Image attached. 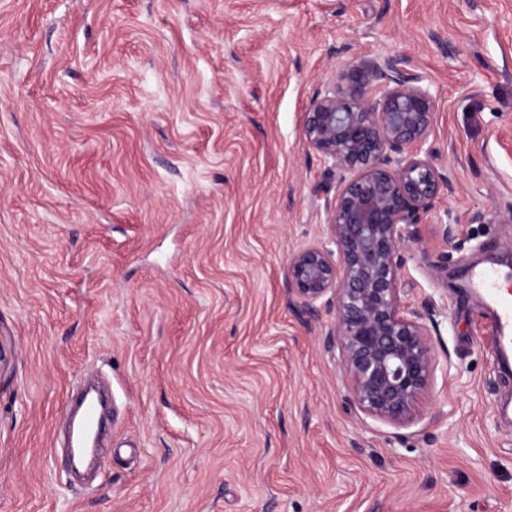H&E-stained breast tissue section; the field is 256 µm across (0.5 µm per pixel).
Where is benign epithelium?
Here are the masks:
<instances>
[{"label": "benign epithelium", "instance_id": "obj_1", "mask_svg": "<svg viewBox=\"0 0 512 512\" xmlns=\"http://www.w3.org/2000/svg\"><path fill=\"white\" fill-rule=\"evenodd\" d=\"M398 54L364 57L325 82L302 123L303 143L342 173L326 209L327 240L293 251L288 288L308 310H336L326 348L338 349L354 403L394 426L413 420L437 362L424 313L405 303L404 249L421 244L430 213L447 248L440 204L452 191L429 138L435 96Z\"/></svg>", "mask_w": 512, "mask_h": 512}]
</instances>
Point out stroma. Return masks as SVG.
I'll return each instance as SVG.
<instances>
[{"label":"stroma","mask_w":512,"mask_h":512,"mask_svg":"<svg viewBox=\"0 0 512 512\" xmlns=\"http://www.w3.org/2000/svg\"><path fill=\"white\" fill-rule=\"evenodd\" d=\"M386 52L428 78L461 218L447 279L405 254L438 368L402 428L288 291L338 181L305 109ZM511 206L512 0H0V512H512V380L459 290L512 255ZM89 376L112 446L74 486L53 445Z\"/></svg>","instance_id":"stroma-1"}]
</instances>
